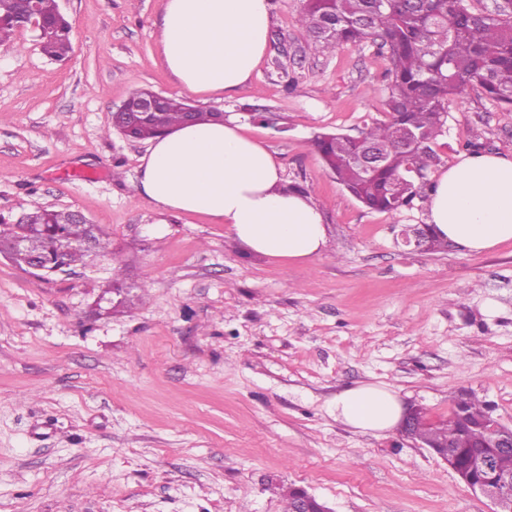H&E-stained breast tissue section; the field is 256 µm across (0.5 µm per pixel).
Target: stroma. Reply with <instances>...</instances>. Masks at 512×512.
I'll list each match as a JSON object with an SVG mask.
<instances>
[{"instance_id": "obj_1", "label": "stroma", "mask_w": 512, "mask_h": 512, "mask_svg": "<svg viewBox=\"0 0 512 512\" xmlns=\"http://www.w3.org/2000/svg\"><path fill=\"white\" fill-rule=\"evenodd\" d=\"M163 0H57L72 52L22 29L0 49V220L81 211L105 253L38 276L0 255V512H285L301 488L331 512H493L426 445L337 421V393L383 383L447 420L462 393L512 428V242L481 254L404 245L403 225L323 166L315 134L386 120L377 47L310 51L303 0H270L266 56L216 101L159 61ZM150 89L222 110L320 208L323 255L275 261L204 216L136 189L148 142L112 113ZM269 111L277 127L254 121ZM512 155V110L478 86L436 151ZM124 302L113 305L112 284Z\"/></svg>"}]
</instances>
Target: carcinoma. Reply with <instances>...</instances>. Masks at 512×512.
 <instances>
[{"mask_svg": "<svg viewBox=\"0 0 512 512\" xmlns=\"http://www.w3.org/2000/svg\"><path fill=\"white\" fill-rule=\"evenodd\" d=\"M39 12L55 27L40 41L43 54L62 61L72 50L70 25L59 15L57 0H37ZM22 22L13 0H0V46L12 42ZM309 48L334 51L371 43L384 51L388 83L382 105L388 120L365 127L355 142L323 132L314 144L325 166L347 191L369 209L400 214L426 202L429 171L440 164L434 146L442 135L448 100L477 85L491 101L512 108V9L474 12L466 0H305L297 20ZM187 103L166 97L159 112L135 128L131 140H148L184 122ZM375 150L380 158L364 167L359 155ZM85 224L66 211L28 213V229L0 222V246L23 237L31 254L53 255L71 267L89 256L83 247ZM491 417L487 404L464 393L447 421L432 426L415 417L416 438L437 447L458 445V462L469 466L490 456V467L471 471L476 482L493 479L512 497V451L490 453L483 447L482 423Z\"/></svg>", "mask_w": 512, "mask_h": 512, "instance_id": "carcinoma-1", "label": "carcinoma"}]
</instances>
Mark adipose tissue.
Here are the masks:
<instances>
[{"instance_id":"adipose-tissue-1","label":"adipose tissue","mask_w":512,"mask_h":512,"mask_svg":"<svg viewBox=\"0 0 512 512\" xmlns=\"http://www.w3.org/2000/svg\"><path fill=\"white\" fill-rule=\"evenodd\" d=\"M161 60L183 91L222 98L254 76L267 53L268 0H163ZM282 166L235 122L181 125L155 138L141 159L137 189L157 208L226 225L252 252L306 261L326 245L317 205L286 190ZM436 234L471 253L512 241V155L465 153L435 176L425 204ZM337 421L384 434L403 415L384 384L342 390Z\"/></svg>"}]
</instances>
